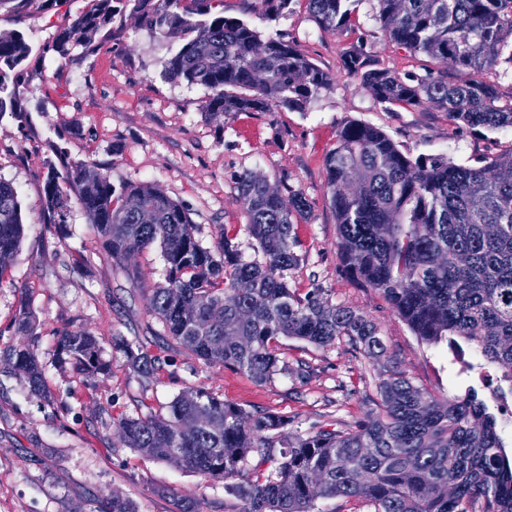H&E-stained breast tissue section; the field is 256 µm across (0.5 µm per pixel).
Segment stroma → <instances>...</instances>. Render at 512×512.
I'll return each mask as SVG.
<instances>
[{"mask_svg": "<svg viewBox=\"0 0 512 512\" xmlns=\"http://www.w3.org/2000/svg\"><path fill=\"white\" fill-rule=\"evenodd\" d=\"M89 0H22L0 6V35L21 32L32 51L23 64L22 109L0 116V179L12 183L25 235L0 277V348L15 343L22 304L37 317L34 349L45 367L50 399L32 394L22 375L0 370V512H96L102 500H132L138 512H236L224 484L123 447L115 421L163 415L183 391L202 387L250 412L289 417L281 441L324 427L342 428L370 409L369 397L392 370L441 399L478 385L448 343L421 342L377 291L359 286L340 266L336 217L329 205L324 157L345 123L371 124L411 156L444 154L471 165L512 147V129L475 131L430 105L378 102L344 67L363 51L371 65L402 76L425 75L428 58L395 45L374 18L372 0H357L347 27L320 26L303 0L275 20L263 0H224L229 17L295 44L331 77L303 111L274 108L212 117L206 89L169 80L164 62L181 43L124 12L96 35L92 49L77 46L59 58L58 32L87 10ZM59 170L93 164L114 185L148 183L187 211L202 246L223 231L236 234L244 260H260L246 230L236 178L266 177L282 197L301 193L307 212L297 225L298 266L288 271L299 292L325 288L332 303L354 307L379 328L385 356L371 359L347 340L318 347L280 339L287 373L258 383L198 359L167 336L147 303L164 282L159 246L116 262L96 239L78 203L66 221L42 212L49 165ZM85 329L104 341L108 372L84 385L55 362L64 330ZM133 343L154 361L137 374L116 341Z\"/></svg>", "mask_w": 512, "mask_h": 512, "instance_id": "1", "label": "stroma"}]
</instances>
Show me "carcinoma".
I'll list each match as a JSON object with an SVG mask.
<instances>
[{
  "label": "carcinoma",
  "mask_w": 512,
  "mask_h": 512,
  "mask_svg": "<svg viewBox=\"0 0 512 512\" xmlns=\"http://www.w3.org/2000/svg\"><path fill=\"white\" fill-rule=\"evenodd\" d=\"M133 2L144 26L183 43L164 62L172 80L211 92V115L303 110L331 77L290 42L212 12L213 0H90V8L56 36L55 52L90 43ZM351 0H305L325 27L352 24ZM375 20L397 45L437 65L422 78L370 68L346 57L349 74L381 103L429 104L472 129L512 128V103L475 78L488 68H512V0H373ZM31 52L23 34L0 37V115L20 112L19 77ZM329 203L336 216L337 258L359 284L378 291L422 342L446 341L464 355L471 344L501 369L490 398L471 387L441 400L398 369L377 387L364 418L346 429L320 428L281 449L274 435L290 424L275 412H248L204 388L176 396L165 416L123 417L117 427L128 448L224 482L237 512H317L320 499L365 501L375 512H512V454L491 403L512 395V147L476 165L445 155L405 154L381 129L350 121L324 158ZM247 230L263 261L242 260L235 236L214 248L196 239L185 208L145 184L117 188L92 165L61 173L48 167L43 209L62 224L71 198L88 217L112 258L123 262L157 244L165 282L149 308L171 338L207 363L256 382L288 371L275 343L298 339L320 347L347 338L367 356L384 353L377 325L358 310L331 303L323 288L302 294L286 272L298 266L300 193L284 200L251 172L237 177ZM13 186L0 180V275L24 236ZM20 340L0 364L45 393V369L32 342L29 307L15 320ZM101 341L65 330L56 361L90 383L107 373ZM132 368L153 373L151 358L128 349ZM258 458L252 476L248 459ZM97 512H137L114 497Z\"/></svg>",
  "instance_id": "obj_1"
}]
</instances>
